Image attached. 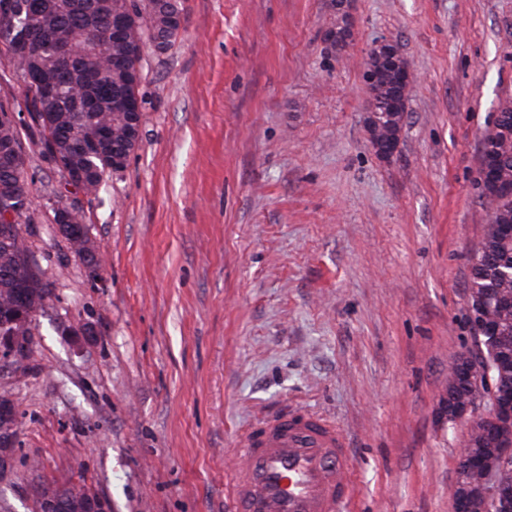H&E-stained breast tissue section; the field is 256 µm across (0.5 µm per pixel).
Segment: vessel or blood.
Segmentation results:
<instances>
[{
	"instance_id": "b4317fda",
	"label": "vessel or blood",
	"mask_w": 512,
	"mask_h": 512,
	"mask_svg": "<svg viewBox=\"0 0 512 512\" xmlns=\"http://www.w3.org/2000/svg\"><path fill=\"white\" fill-rule=\"evenodd\" d=\"M234 512H341L355 496L345 433L312 411L259 419L237 439Z\"/></svg>"
}]
</instances>
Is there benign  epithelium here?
<instances>
[{
  "instance_id": "obj_1",
  "label": "benign epithelium",
  "mask_w": 512,
  "mask_h": 512,
  "mask_svg": "<svg viewBox=\"0 0 512 512\" xmlns=\"http://www.w3.org/2000/svg\"><path fill=\"white\" fill-rule=\"evenodd\" d=\"M375 49L384 52L380 62L395 74L400 88L410 82L408 63L392 44L382 40ZM80 260L88 277L100 278L99 250L86 244ZM28 354L23 337L0 332V366L16 367ZM448 382L463 384L470 391L466 401L448 400V422L468 421V430L456 464L454 512H512V386L479 371L467 357L458 358L448 370ZM498 434L497 448H477L471 443L476 433ZM13 424L0 426V446L5 448L3 465L11 462L8 447L13 443Z\"/></svg>"
}]
</instances>
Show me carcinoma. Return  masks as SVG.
Segmentation results:
<instances>
[{
  "instance_id": "cac0c4a2",
  "label": "carcinoma",
  "mask_w": 512,
  "mask_h": 512,
  "mask_svg": "<svg viewBox=\"0 0 512 512\" xmlns=\"http://www.w3.org/2000/svg\"><path fill=\"white\" fill-rule=\"evenodd\" d=\"M12 12H0V47L7 64L26 88L25 108L40 129L42 153L62 169L84 174L83 191L95 195L112 174L126 168L139 145L141 117L119 96H139L142 62L165 53L181 30L183 0H11ZM370 130L377 142L398 134L401 118L391 106L392 76L370 86ZM12 108L0 102V212L12 209L16 220L0 221V331L34 336L33 323L14 322L19 305L36 316L53 301L52 283L44 278L27 246L20 218L31 208L25 175L26 152L19 127L6 118ZM498 118L481 140L497 163V182L481 187L490 213L484 237L472 257L470 306L484 310L507 337L478 347L474 360L499 374L504 352L512 354V100L499 104ZM58 498L63 512H87L99 495L84 482L59 485L39 481L36 498Z\"/></svg>"
}]
</instances>
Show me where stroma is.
Listing matches in <instances>:
<instances>
[{
    "mask_svg": "<svg viewBox=\"0 0 512 512\" xmlns=\"http://www.w3.org/2000/svg\"><path fill=\"white\" fill-rule=\"evenodd\" d=\"M183 8L175 45L143 61L139 146L97 195L20 125L25 237L57 298L30 365L0 370L19 408L0 498L31 512L39 479L82 480L112 512H229L238 435L310 410L347 434L344 512H453L467 425L448 422V369L475 348L476 169L512 100V0ZM385 38L412 74L388 160L363 78ZM57 200L86 215L98 284L56 230Z\"/></svg>",
    "mask_w": 512,
    "mask_h": 512,
    "instance_id": "stroma-1",
    "label": "stroma"
}]
</instances>
